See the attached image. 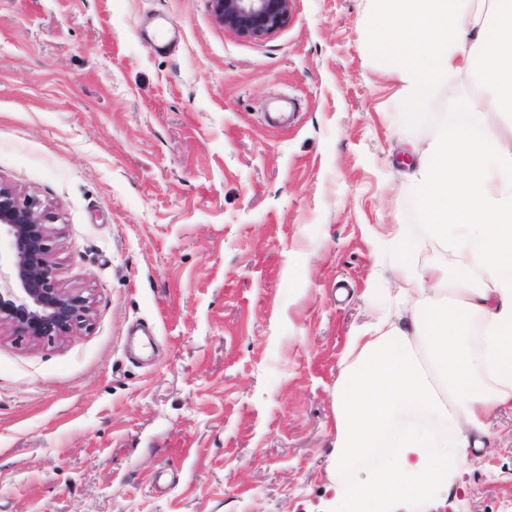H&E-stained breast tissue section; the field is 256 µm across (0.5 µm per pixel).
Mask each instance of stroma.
Returning <instances> with one entry per match:
<instances>
[{
  "label": "stroma",
  "mask_w": 512,
  "mask_h": 512,
  "mask_svg": "<svg viewBox=\"0 0 512 512\" xmlns=\"http://www.w3.org/2000/svg\"><path fill=\"white\" fill-rule=\"evenodd\" d=\"M372 0H293L276 33L210 0H0V182L53 219L86 327L0 337V512H326L336 382L461 75L418 121L370 53ZM168 17L174 49L150 23ZM428 512H512V407Z\"/></svg>",
  "instance_id": "1"
}]
</instances>
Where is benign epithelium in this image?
I'll return each instance as SVG.
<instances>
[{"label": "benign epithelium", "instance_id": "obj_1", "mask_svg": "<svg viewBox=\"0 0 512 512\" xmlns=\"http://www.w3.org/2000/svg\"><path fill=\"white\" fill-rule=\"evenodd\" d=\"M215 17L237 35L261 40L287 21L292 0H211ZM49 212L35 196L0 183V254L11 269L0 284V332L37 343L65 338L89 321L91 301L60 286Z\"/></svg>", "mask_w": 512, "mask_h": 512}]
</instances>
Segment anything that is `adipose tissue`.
Listing matches in <instances>:
<instances>
[{
    "label": "adipose tissue",
    "mask_w": 512,
    "mask_h": 512,
    "mask_svg": "<svg viewBox=\"0 0 512 512\" xmlns=\"http://www.w3.org/2000/svg\"><path fill=\"white\" fill-rule=\"evenodd\" d=\"M374 46L403 82L419 119L449 78L488 96L459 101L408 175L427 237L455 266L417 264L394 238L398 308L350 337L336 382L338 479L329 512H405L447 492L469 462L470 438L512 404V0H374ZM383 456H374V449ZM365 479L348 480L367 457Z\"/></svg>",
    "instance_id": "adipose-tissue-1"
}]
</instances>
